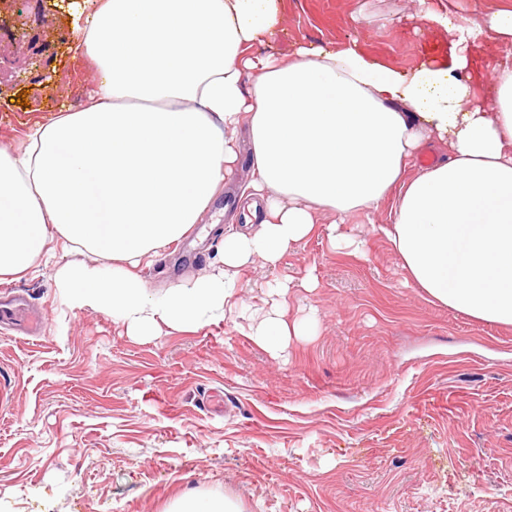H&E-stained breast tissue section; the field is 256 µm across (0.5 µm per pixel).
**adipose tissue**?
<instances>
[{
	"instance_id": "obj_1",
	"label": "adipose tissue",
	"mask_w": 512,
	"mask_h": 512,
	"mask_svg": "<svg viewBox=\"0 0 512 512\" xmlns=\"http://www.w3.org/2000/svg\"><path fill=\"white\" fill-rule=\"evenodd\" d=\"M75 44L95 89L79 110L0 148V283L40 261L69 309L110 315L127 335L154 339L236 314L242 268L274 267L316 229L350 254L362 243L340 221L391 201L375 225L413 287L478 321L512 326V55L478 62L474 39L512 40V0L485 25L443 17L448 62L397 71L355 45L298 46L292 59L254 53L277 26L275 0H87ZM491 69L492 106L482 96ZM252 138L248 195L257 229L225 234L209 275L152 295L141 275L196 224ZM448 156L414 177L428 141ZM112 259L111 268L58 261L57 249ZM269 288L245 318L270 352L307 333L284 319L291 288Z\"/></svg>"
}]
</instances>
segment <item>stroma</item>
<instances>
[{
    "instance_id": "obj_1",
    "label": "stroma",
    "mask_w": 512,
    "mask_h": 512,
    "mask_svg": "<svg viewBox=\"0 0 512 512\" xmlns=\"http://www.w3.org/2000/svg\"><path fill=\"white\" fill-rule=\"evenodd\" d=\"M417 0H277L280 23L260 45L280 61L301 44L356 43L395 70L447 61L448 32ZM85 0H42L30 26L40 65L0 41V147L20 144L64 108L80 109L95 73L73 48ZM26 105H18V97ZM250 137L190 232L143 268L155 293L208 273L224 235L243 229ZM389 204L350 215L356 255L315 232L277 268L254 260L237 299L258 302L286 276V321L308 336L272 356L239 319L152 340L111 316L62 305L53 270L0 284L39 310V336L0 324V512H169L197 491L243 512H512V328L426 300L405 283L372 230Z\"/></svg>"
}]
</instances>
